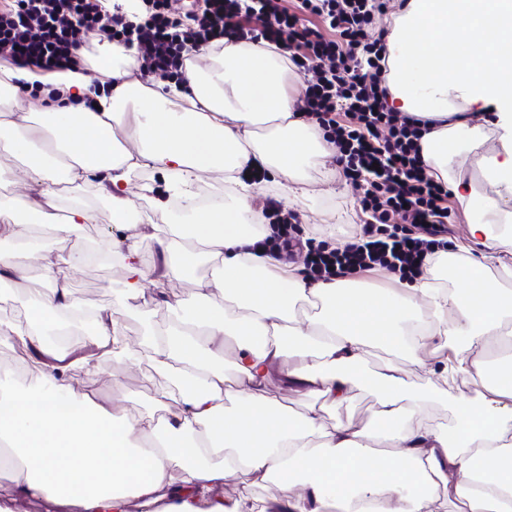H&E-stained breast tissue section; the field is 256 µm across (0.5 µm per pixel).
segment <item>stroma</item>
<instances>
[{"mask_svg":"<svg viewBox=\"0 0 512 512\" xmlns=\"http://www.w3.org/2000/svg\"><path fill=\"white\" fill-rule=\"evenodd\" d=\"M309 196L290 204L289 209L298 214L297 229L300 238L313 237L340 246L342 240L359 233L364 217L358 203V193L346 180L335 159L309 171ZM135 204V218L141 224H157L164 217L161 207L166 199L165 183L161 173L150 169L139 170L129 186ZM84 195L93 212V221L72 238L74 247L88 252H105L106 264L93 263L75 274L72 289L77 300L90 308H110L120 320L123 339L136 345L147 332L163 330L171 316L166 308L148 302H133L131 309L117 305V295L123 285L125 269L117 257L124 247V236L112 227L110 208L97 187L62 185V197ZM42 272L27 268L24 278L14 283H0V318L13 319L25 315L34 302L27 290V282L40 278ZM171 385L167 376L155 374L144 366L129 365L106 373L94 382L100 399L113 400L117 409L134 414L158 410L161 392Z\"/></svg>","mask_w":512,"mask_h":512,"instance_id":"stroma-1","label":"stroma"}]
</instances>
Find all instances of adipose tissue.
<instances>
[{
	"mask_svg": "<svg viewBox=\"0 0 512 512\" xmlns=\"http://www.w3.org/2000/svg\"><path fill=\"white\" fill-rule=\"evenodd\" d=\"M388 44L393 100L431 123L421 148L434 179L459 182L463 155L494 147L470 164L491 194L458 198L472 245L441 252L425 274L383 291L352 279L313 282L252 251L267 229L242 170L261 166L298 198L307 168L333 152L296 112L301 88L275 47L225 42L165 92L134 77L125 49L112 47L92 66L110 86L91 108L68 98L87 92L90 73L0 67V149L22 159L31 187L21 206L0 203V238L28 240L37 218L55 230L24 257L0 253V282L27 267L43 271L28 283L36 302L24 318L0 321V343L33 349L37 370L31 384L0 380V453L17 494L74 512H129L131 500L153 501L164 490L180 512H199L201 501L208 512H255L247 499L225 497L233 479L278 486L279 498L256 512H512V367L489 384L474 358L512 337V290L489 276L512 253V0H409L394 14ZM48 83L60 98H30ZM481 101L496 104V119L470 123L464 113ZM120 127L134 148L119 141ZM147 167L180 175L185 192L204 172L223 173L234 190L223 203L190 208L188 222L138 224L127 187ZM64 183L96 184L124 234L119 305L204 259L215 273L201 281L200 303L173 311L163 332L134 348L120 341L113 311H84L70 289L84 255L68 242L92 216L76 202L56 223ZM143 239L176 266L145 269ZM450 267L461 282L453 290L437 284ZM83 313L89 332L63 345L47 340V329ZM230 338L228 407L217 361ZM375 347L430 364L439 380L468 379L470 389L450 403L453 422L427 417L426 394L398 368L368 373L364 360ZM112 362L179 371L175 391L162 395L177 411L160 421L112 411L75 386V371L94 376ZM282 384L313 406L290 413ZM360 385L375 398L371 424L326 422L319 402L341 407Z\"/></svg>",
	"mask_w": 512,
	"mask_h": 512,
	"instance_id": "1",
	"label": "adipose tissue"
}]
</instances>
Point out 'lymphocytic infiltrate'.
Returning <instances> with one entry per match:
<instances>
[{
	"label": "lymphocytic infiltrate",
	"mask_w": 512,
	"mask_h": 512,
	"mask_svg": "<svg viewBox=\"0 0 512 512\" xmlns=\"http://www.w3.org/2000/svg\"><path fill=\"white\" fill-rule=\"evenodd\" d=\"M386 0H0V65L47 72L77 66L78 31L133 45L141 73L180 81L194 53L230 39L270 43L307 75L298 104L335 144L344 176L360 190L362 232L344 249L303 245L289 234L296 213L267 196L272 231L262 248L282 258L304 250L306 278L330 281L381 267L411 280L429 255L447 246L450 191L427 172L421 139L427 124L388 104L389 53L369 37Z\"/></svg>",
	"instance_id": "obj_1"
}]
</instances>
